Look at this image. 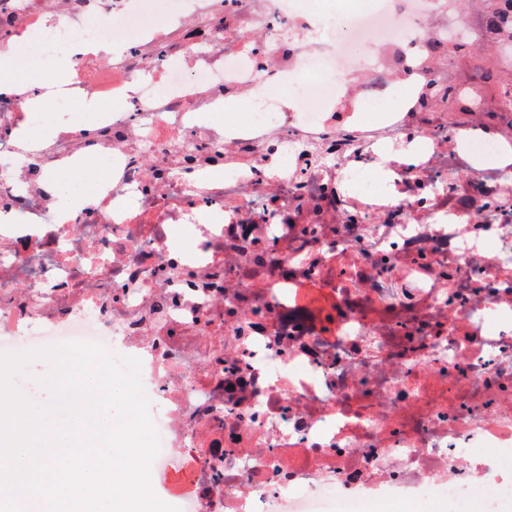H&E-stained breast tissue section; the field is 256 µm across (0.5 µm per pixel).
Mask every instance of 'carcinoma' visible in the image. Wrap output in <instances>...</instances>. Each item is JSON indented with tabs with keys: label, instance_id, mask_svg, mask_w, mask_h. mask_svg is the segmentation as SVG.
<instances>
[{
	"label": "carcinoma",
	"instance_id": "obj_1",
	"mask_svg": "<svg viewBox=\"0 0 512 512\" xmlns=\"http://www.w3.org/2000/svg\"><path fill=\"white\" fill-rule=\"evenodd\" d=\"M484 2L475 19L491 42L478 50L476 60L466 43L436 45V63L444 58L456 63L448 66V83L426 88L424 99L432 102L437 96L446 97L459 112H470L477 105L489 122L496 123L512 114V81L502 79L497 62V50L512 53V0Z\"/></svg>",
	"mask_w": 512,
	"mask_h": 512
}]
</instances>
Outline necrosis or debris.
I'll return each mask as SVG.
<instances>
[{
	"label": "necrosis or debris",
	"mask_w": 512,
	"mask_h": 512,
	"mask_svg": "<svg viewBox=\"0 0 512 512\" xmlns=\"http://www.w3.org/2000/svg\"><path fill=\"white\" fill-rule=\"evenodd\" d=\"M435 41L483 43L464 0H0V340L138 358L182 512L512 502V124L418 109ZM30 95L67 132L20 144ZM388 501L397 509L396 512H458L453 504L448 502V498H443L435 494H428L412 499L395 498L390 496H373L365 498L360 503V508L356 506V512H365V505L368 501Z\"/></svg>",
	"instance_id": "obj_1"
}]
</instances>
